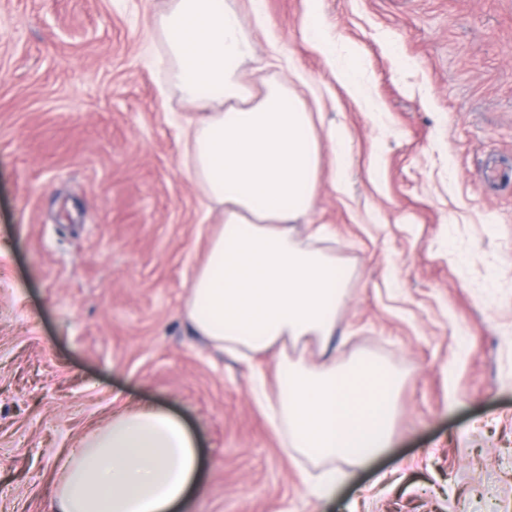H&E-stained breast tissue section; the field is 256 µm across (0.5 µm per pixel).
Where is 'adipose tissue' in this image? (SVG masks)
<instances>
[{
	"label": "adipose tissue",
	"mask_w": 512,
	"mask_h": 512,
	"mask_svg": "<svg viewBox=\"0 0 512 512\" xmlns=\"http://www.w3.org/2000/svg\"><path fill=\"white\" fill-rule=\"evenodd\" d=\"M149 25L169 83L198 117L183 130V166L221 222L195 270L183 316L215 348L241 359L275 352L260 404L286 455L329 463L316 491L328 495L341 462L361 463L389 447L401 375L365 353L310 365L288 355L304 338L336 333L345 282L335 255L290 226L311 208L322 175L321 140L311 113L280 82L248 80L251 36L228 0H163ZM305 29L336 59V78L365 111L355 56L340 57L317 15ZM197 441L177 416L151 406L113 413L69 452L55 478L50 512H185L198 490Z\"/></svg>",
	"instance_id": "adipose-tissue-1"
}]
</instances>
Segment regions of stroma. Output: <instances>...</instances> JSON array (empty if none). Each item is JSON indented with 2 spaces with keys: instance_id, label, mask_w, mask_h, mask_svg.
Here are the masks:
<instances>
[{
  "instance_id": "obj_1",
  "label": "stroma",
  "mask_w": 512,
  "mask_h": 512,
  "mask_svg": "<svg viewBox=\"0 0 512 512\" xmlns=\"http://www.w3.org/2000/svg\"><path fill=\"white\" fill-rule=\"evenodd\" d=\"M262 78L340 129L307 225L341 262L345 343L404 375L389 448L320 499L256 373L182 315L219 223L181 166L197 113L163 84L149 0H0V512H48L63 457L125 405L180 415L205 462L190 512H512V0H231ZM356 50L379 114L309 40Z\"/></svg>"
}]
</instances>
